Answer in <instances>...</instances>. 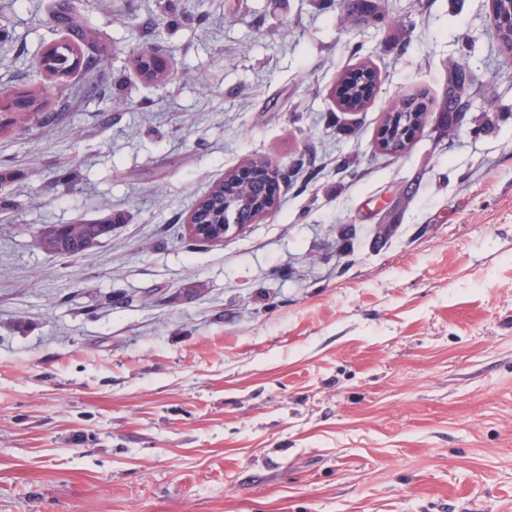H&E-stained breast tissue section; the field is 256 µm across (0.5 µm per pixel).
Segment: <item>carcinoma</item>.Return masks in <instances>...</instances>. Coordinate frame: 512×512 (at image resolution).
Listing matches in <instances>:
<instances>
[{
    "instance_id": "cac0c4a2",
    "label": "carcinoma",
    "mask_w": 512,
    "mask_h": 512,
    "mask_svg": "<svg viewBox=\"0 0 512 512\" xmlns=\"http://www.w3.org/2000/svg\"><path fill=\"white\" fill-rule=\"evenodd\" d=\"M498 23L496 38L502 50L512 53V5L508 0H497ZM388 10L383 0H347L341 21L354 25L362 19L368 22L385 21ZM57 24L65 28L72 40L86 41L93 31L85 27L73 13L68 3L59 4L55 12ZM73 48L67 44L54 49L50 67L63 69L70 66V54ZM101 65V59L91 57L84 64V92L93 94L97 90L96 73ZM376 73L366 63L359 64V73L347 74L339 82L337 98L345 102L351 110L362 111L368 106L373 93ZM493 94L491 83H482L472 74L466 63H456L448 76V88L436 103V111L441 118V130L448 136L456 135L457 127L462 125L466 113L475 97L489 98ZM427 115V106L421 95H411L394 104L386 113L383 124L387 142L383 153L398 157L406 148V140L414 138L416 132L423 128L421 117ZM265 162L256 160L249 163L252 167L248 176L241 178L235 173H229L224 181L215 185L203 202V214L200 221L203 224H216L220 218L217 213L224 196L240 198L249 196L262 200L274 196L273 184L262 173ZM112 232V218L93 220L78 224H51L44 228L38 237L41 248L62 257L79 255L97 244L104 236Z\"/></svg>"
}]
</instances>
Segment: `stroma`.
Masks as SVG:
<instances>
[{
	"instance_id": "1",
	"label": "stroma",
	"mask_w": 512,
	"mask_h": 512,
	"mask_svg": "<svg viewBox=\"0 0 512 512\" xmlns=\"http://www.w3.org/2000/svg\"><path fill=\"white\" fill-rule=\"evenodd\" d=\"M58 0H0V512H512V54L489 0H71L100 38L37 70ZM170 58L143 80L140 50ZM492 134L437 130L451 61ZM377 94L339 112L340 75ZM423 95L394 158L385 112ZM291 172L273 215L202 246L224 176ZM123 216L84 254L50 224ZM389 217L397 230L377 238ZM355 229L343 244L342 228ZM346 2L344 13L341 15V21L344 24L355 25L359 19L369 23L376 19L382 23L389 13L382 0H347ZM359 73L343 76L336 91L334 88V99H341L351 110L363 111L368 106L373 93L376 73L367 63L358 65Z\"/></svg>"
}]
</instances>
